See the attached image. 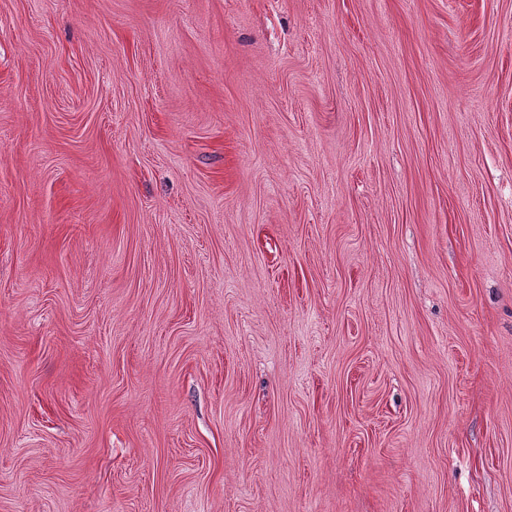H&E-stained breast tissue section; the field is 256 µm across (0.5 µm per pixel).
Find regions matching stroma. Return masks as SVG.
I'll list each match as a JSON object with an SVG mask.
<instances>
[{"mask_svg":"<svg viewBox=\"0 0 512 512\" xmlns=\"http://www.w3.org/2000/svg\"><path fill=\"white\" fill-rule=\"evenodd\" d=\"M0 512H512V0H0Z\"/></svg>","mask_w":512,"mask_h":512,"instance_id":"stroma-1","label":"stroma"}]
</instances>
